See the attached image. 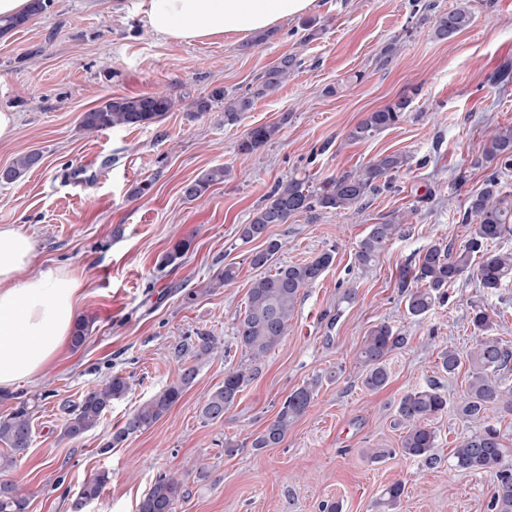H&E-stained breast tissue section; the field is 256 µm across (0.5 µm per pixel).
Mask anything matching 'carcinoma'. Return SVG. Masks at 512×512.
Wrapping results in <instances>:
<instances>
[{
  "label": "carcinoma",
  "mask_w": 512,
  "mask_h": 512,
  "mask_svg": "<svg viewBox=\"0 0 512 512\" xmlns=\"http://www.w3.org/2000/svg\"><path fill=\"white\" fill-rule=\"evenodd\" d=\"M50 0H33L25 15L0 18V35L6 34L27 19L46 11ZM473 22L470 0H457L455 7L439 16L434 24L433 35L448 40L467 29ZM297 60L293 56L283 57L269 69L256 88L246 94L223 97L221 92L214 99L224 101V124L234 125L251 110L256 99L274 92L295 71ZM410 105V100L400 99L379 110L369 112L348 134L352 142L370 140L398 125ZM173 100L163 94L154 93L137 97L109 98L101 105L81 113L80 127L94 133L116 126L137 127L154 123L172 110ZM280 131L277 124L252 128L238 145V152L249 156L274 140ZM486 157L500 164V168H512V125L497 126L489 130ZM41 160L36 152L27 153L0 171V182L10 183L24 172L35 167ZM410 156L404 152L381 155L359 170L324 179L315 188L304 185L295 178L279 182L265 202L255 210L246 224L240 225L239 239L250 243L265 235L272 224H286L299 213H316L333 210L344 212L355 210L368 192L377 189L375 182L394 176L409 163ZM227 170L215 167L201 174L182 188L189 201L201 198L210 186L224 181ZM463 223L472 226V232L464 248L453 250L447 244L432 243L419 252L414 265L406 267L401 275L402 287L406 289L405 308L409 315L419 317L448 298V289L472 266L476 255H481L478 277L482 288L493 293L507 282H512V250L495 248L496 243L512 237V194L501 191L499 178L490 175L484 187L473 195L466 208ZM398 220L373 224L359 242L356 261L364 270L371 269L386 247L400 233ZM283 244L278 239H266V247L251 254L253 267L262 270L252 281L247 294L244 315L235 326L237 342L249 364H241L224 373V383L211 392L201 408L200 415L208 423L224 422V414L232 409L240 393L250 384L255 375L253 366L265 360L288 332V325L303 295V291L321 280L335 259V250L328 249L301 262L281 264L270 273L273 258ZM91 321L80 318L76 321L72 345L78 349L89 335ZM469 326L478 335L476 344L465 353L450 348L440 353L441 369L452 375L464 365L468 366L466 388L463 394V412L479 422L478 431L466 437L461 445L452 450L454 469L461 472L490 473L496 478L490 501L491 512H512V459L503 444L500 429L485 416L489 406H497L512 414V388L504 387L497 380L501 373L512 369V350L502 340L491 335L492 316L478 305L472 306ZM393 327L385 322L370 328L358 351L360 363L365 367L364 385L370 390L383 388L389 373L386 357L400 343ZM216 337L199 332L197 336H186L176 344L178 356L188 355L194 364L185 365L175 382L155 393L141 404L119 429L112 432L105 447L116 448L138 431L150 428L176 404L185 389L197 375V362L217 352ZM322 376L308 379L301 387L291 392L281 404L275 418L258 432L246 446L255 449L275 448L280 445L289 427L302 417L312 404ZM131 391L128 378L114 374L91 388L66 420L63 437L71 440L81 438L95 429L112 403L124 399ZM40 395H33L15 403L12 411L0 415V442L10 454L0 456V471L12 469L17 457L22 455L32 442V417L39 406ZM448 406V399L437 387L431 385L404 394L397 412L406 426L398 448L399 453L419 461L427 468L438 464L434 453L436 430L431 422ZM106 481L105 476H95L81 488L72 503L73 512L82 510L96 500ZM182 490V480L174 475L159 476L149 492L140 500L138 512H176ZM405 484L395 482L386 487L376 502L377 512H396ZM28 496L17 485L0 483V512H29Z\"/></svg>",
  "instance_id": "obj_1"
}]
</instances>
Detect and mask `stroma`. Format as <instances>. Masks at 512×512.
Masks as SVG:
<instances>
[{"label":"stroma","mask_w":512,"mask_h":512,"mask_svg":"<svg viewBox=\"0 0 512 512\" xmlns=\"http://www.w3.org/2000/svg\"><path fill=\"white\" fill-rule=\"evenodd\" d=\"M457 0H321L312 14L321 33L304 37L301 19L282 22L262 44L227 36L195 44L153 35L141 17L114 0H52L48 9L0 37V109L17 112L14 137L0 141V168L37 151L38 167L0 183V225L12 224L35 243V268L60 267L82 280L78 316L91 322L85 344L57 366L0 393V414L16 397L45 393L33 418V442L14 468L0 473L30 494V512H72L85 481L106 476L98 499L83 512H137L156 477L183 478L177 512H320L336 501L342 512H375L390 484L407 493L398 512H490L494 482L452 466L451 450L475 423L458 411L465 372L443 373V349L476 343L468 317L482 304L493 333L512 346V284L486 294L475 273L449 289L447 303L420 317L407 314L401 272L433 241L452 246L470 234L459 221L494 165L485 157L487 132L512 123V82L493 83L512 66V0H471V26L440 41L432 26ZM392 55H385L387 45ZM299 65L274 93L255 100L234 125L223 105L202 115L194 100L221 90L249 92L281 56ZM340 86L338 94L328 87ZM163 92L175 106L146 127L90 134L81 112L108 98ZM406 97L398 125L371 140L349 131L366 114ZM280 123L279 135L249 155L238 152L247 132ZM392 152L410 153L409 168L369 193L358 212L301 213L269 233L283 242L279 263L335 249L333 265L301 296L276 348L258 365L223 423H202L200 409L229 369L244 363L235 326L257 271L259 242L242 243L247 223L279 180L319 183ZM214 166L224 182L188 201L183 185ZM151 189L133 196L140 182ZM405 215L399 235L370 270L355 260L370 225ZM178 263L159 268L178 241ZM229 285L214 279L225 265ZM354 297H347V289ZM386 322L405 342L388 357L385 387H364L358 361L372 325ZM203 331L223 352L200 361L194 383L153 427L118 447L103 444L133 411L174 382L181 360L174 345ZM133 385L100 425L77 440L61 436L68 412L113 374ZM322 383L308 412L276 448L244 447L276 416L283 400L312 377ZM435 385L448 411L434 419L439 468L403 457L400 398ZM235 441L234 454L224 452Z\"/></svg>","instance_id":"35a3bbf8"}]
</instances>
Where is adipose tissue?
I'll list each match as a JSON object with an SVG mask.
<instances>
[{
  "label": "adipose tissue",
  "mask_w": 512,
  "mask_h": 512,
  "mask_svg": "<svg viewBox=\"0 0 512 512\" xmlns=\"http://www.w3.org/2000/svg\"><path fill=\"white\" fill-rule=\"evenodd\" d=\"M156 36L192 43L227 35H258L314 12L318 0H124ZM32 239L0 226V390L54 364L71 344L81 282L46 267L30 274Z\"/></svg>",
  "instance_id": "ef3b65f1"
}]
</instances>
